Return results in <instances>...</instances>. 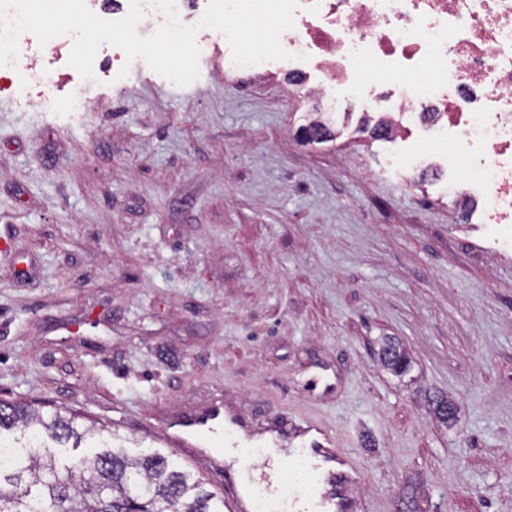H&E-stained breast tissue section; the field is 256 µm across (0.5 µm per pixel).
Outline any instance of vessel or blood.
<instances>
[{"label": "vessel or blood", "mask_w": 512, "mask_h": 512, "mask_svg": "<svg viewBox=\"0 0 512 512\" xmlns=\"http://www.w3.org/2000/svg\"><path fill=\"white\" fill-rule=\"evenodd\" d=\"M239 423L235 411L215 402L180 421L176 432L165 430L158 438L170 446L190 441L215 444L214 453L198 452L192 462L203 472L223 470L226 512H304L307 502L317 503L320 512H354L347 489L360 473L348 457L337 454L331 432L314 425L302 428V441L275 462L274 486L262 491L252 478L251 455L229 447L225 440Z\"/></svg>", "instance_id": "b4317fda"}]
</instances>
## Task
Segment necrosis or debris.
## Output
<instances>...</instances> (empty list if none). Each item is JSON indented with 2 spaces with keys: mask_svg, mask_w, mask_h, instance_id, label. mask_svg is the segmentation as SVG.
<instances>
[{
  "mask_svg": "<svg viewBox=\"0 0 512 512\" xmlns=\"http://www.w3.org/2000/svg\"><path fill=\"white\" fill-rule=\"evenodd\" d=\"M72 44L20 41L6 71L40 85L41 60ZM281 44L295 58L276 69L314 100L312 120L340 127L355 113L389 135L448 142L457 167L480 172L453 188L462 210L512 224V0H298Z\"/></svg>",
  "mask_w": 512,
  "mask_h": 512,
  "instance_id": "necrosis-or-debris-1",
  "label": "necrosis or debris"
}]
</instances>
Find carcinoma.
I'll use <instances>...</instances> for the list:
<instances>
[{
    "mask_svg": "<svg viewBox=\"0 0 512 512\" xmlns=\"http://www.w3.org/2000/svg\"><path fill=\"white\" fill-rule=\"evenodd\" d=\"M380 358L394 372L407 364L404 349L391 339ZM15 429L27 441L3 443V433ZM84 438L74 415H43L1 401L0 512H224V499L157 451L130 459L112 448L63 462L46 444L77 447Z\"/></svg>",
    "mask_w": 512,
    "mask_h": 512,
    "instance_id": "carcinoma-1",
    "label": "carcinoma"
}]
</instances>
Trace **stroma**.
Masks as SVG:
<instances>
[{"label":"stroma","instance_id":"1","mask_svg":"<svg viewBox=\"0 0 512 512\" xmlns=\"http://www.w3.org/2000/svg\"><path fill=\"white\" fill-rule=\"evenodd\" d=\"M230 51L202 44L184 88L46 60L0 91V399L91 427L65 460L139 456L217 399L311 416L362 472L358 512H512V224L454 207L448 144L303 142L300 103L225 78ZM413 148L436 170L412 184ZM383 364L394 372L401 371L407 364V356L399 343L387 339L380 349Z\"/></svg>","mask_w":512,"mask_h":512}]
</instances>
